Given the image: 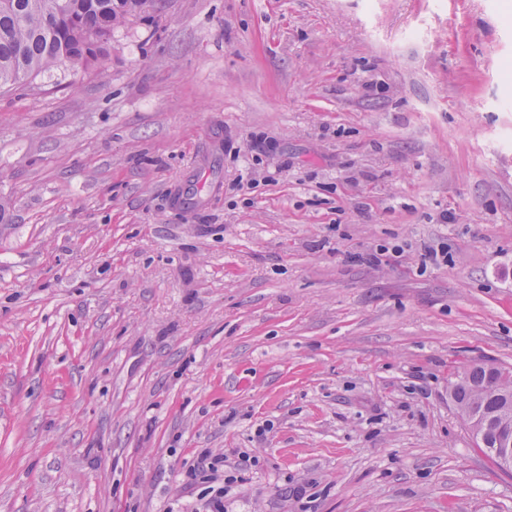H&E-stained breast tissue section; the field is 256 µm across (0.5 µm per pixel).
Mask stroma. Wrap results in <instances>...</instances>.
<instances>
[{
	"label": "stroma",
	"mask_w": 512,
	"mask_h": 512,
	"mask_svg": "<svg viewBox=\"0 0 512 512\" xmlns=\"http://www.w3.org/2000/svg\"><path fill=\"white\" fill-rule=\"evenodd\" d=\"M447 251L441 265L427 249ZM512 0H157L0 89V512H512ZM448 397L460 416L467 423L465 410L473 404L479 406L478 402L482 399V391L473 386H459L452 389L449 385ZM498 397V393L493 391H488L486 394V400L482 406L481 414H483V418L486 425V432L488 433V443L484 439V435H482L481 440L483 447H479L475 436V445L482 449L484 453L492 460L491 454L488 448H492L493 459L497 465V467L503 471H512V427L507 428L503 426L497 425L492 418L490 410L487 409L489 404L494 403L496 398ZM227 459L222 453L214 454L205 450L197 458L196 465L187 471L191 484H206L205 493L200 498V507L196 512H223L224 496L227 494V488L224 485V479L221 482V475L224 476V470L228 466Z\"/></svg>",
	"instance_id": "1"
}]
</instances>
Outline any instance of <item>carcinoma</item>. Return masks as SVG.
Returning <instances> with one entry per match:
<instances>
[{
	"label": "carcinoma",
	"mask_w": 512,
	"mask_h": 512,
	"mask_svg": "<svg viewBox=\"0 0 512 512\" xmlns=\"http://www.w3.org/2000/svg\"><path fill=\"white\" fill-rule=\"evenodd\" d=\"M154 0H0V88L63 65L72 56L87 67L112 40V28ZM473 385L448 389L460 416L478 404L485 370L467 367Z\"/></svg>",
	"instance_id": "cac0c4a2"
}]
</instances>
